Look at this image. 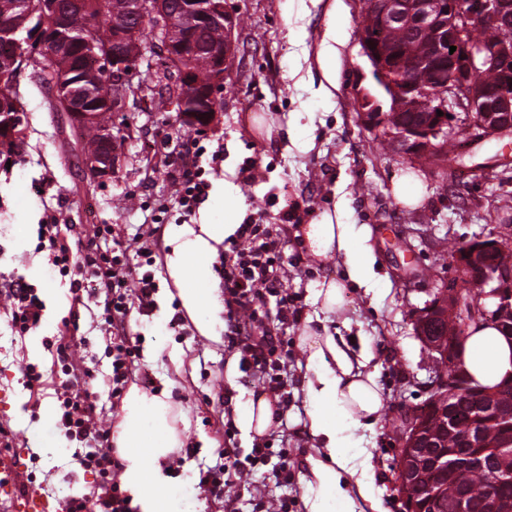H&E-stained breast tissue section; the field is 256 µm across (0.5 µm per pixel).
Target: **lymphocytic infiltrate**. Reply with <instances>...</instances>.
Returning a JSON list of instances; mask_svg holds the SVG:
<instances>
[{"label":"lymphocytic infiltrate","instance_id":"f902f5d3","mask_svg":"<svg viewBox=\"0 0 512 512\" xmlns=\"http://www.w3.org/2000/svg\"><path fill=\"white\" fill-rule=\"evenodd\" d=\"M193 160H180L171 173L179 185L175 200L184 214L195 213L210 185L208 172L199 165L204 153L199 140L184 145ZM160 222L141 224L135 240L137 250H130L122 241L113 240L110 225L95 226L80 252H73L61 225L42 227L48 242L51 263L60 275L69 277L70 291L80 294L91 286L93 294L103 300L104 322L113 337L109 380L113 397H120L132 377L138 346L126 332V319L131 311L149 314L155 307L159 285L149 267L159 251ZM282 243L269 227L243 224L224 241V260L220 274L224 280V340L229 353L238 355L239 368L245 378L257 382L276 399V421H283L288 411V359L284 357L285 339L265 327L263 319L267 304H274L281 324L299 321L301 308L281 280ZM144 259L147 272H137L129 262L130 255ZM9 294L15 309L12 322L18 333L37 328L43 318V305L33 289L22 281L12 283ZM59 427L69 439L79 442L81 451L74 460L80 468L95 472L101 479V492L96 499L98 512H129L128 500L122 497L115 480L116 464L112 456L110 432L93 426L96 409L88 393H63ZM215 466L203 472L201 489L223 498L224 512H243L244 502L236 488L244 478L263 473L265 478L286 484L292 478L289 451L272 448L265 442L254 443L249 453L239 448L217 451Z\"/></svg>","mask_w":512,"mask_h":512}]
</instances>
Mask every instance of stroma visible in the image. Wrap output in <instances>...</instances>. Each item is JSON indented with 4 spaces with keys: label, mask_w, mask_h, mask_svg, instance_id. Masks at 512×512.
<instances>
[{
    "label": "stroma",
    "mask_w": 512,
    "mask_h": 512,
    "mask_svg": "<svg viewBox=\"0 0 512 512\" xmlns=\"http://www.w3.org/2000/svg\"><path fill=\"white\" fill-rule=\"evenodd\" d=\"M227 2L242 24L232 71L224 82V106L207 131L205 146L211 152L224 150L223 165L231 174L212 179L202 206L213 223H223L222 184L228 180L237 186L246 204L244 223L270 226L282 239L288 290L298 295L306 315L313 313L312 293L333 263L309 256L294 235L297 226L344 195L352 201L344 223L372 229L377 281L368 291L347 289L329 326L354 345H370L377 355V381L384 395L380 420L374 430H357L362 445L350 454L355 463H370L376 494L387 512H402L395 487L398 442L393 423L429 395L431 358L415 332L416 310L431 300L437 281L456 276L449 240L512 234V210L502 209L504 200H512V178L490 182L479 171L494 148H475L470 170L422 167L382 148L361 125L354 85L360 81L369 86L373 79L358 43L359 0H342V13L333 18L327 0L301 18L296 15L299 0ZM331 23L342 30L345 44L336 59L335 97L328 103L316 92L320 73L315 53ZM20 91L29 124L23 163L0 167V283L25 281L44 296L45 309L40 327L20 337L9 326L8 299L0 296V425L14 432L11 450L0 448V460L20 459L25 480L49 501L92 499L99 477L72 463L76 442L64 436L56 419H41L39 409L57 403L56 391L66 380L56 355V341L63 336L75 356L86 359L80 384L95 402L100 424L115 425L122 411L106 385L110 338L93 327L91 309L74 305L70 282L53 271L48 251L38 250V227L52 218L83 233L90 225L108 224L117 239L131 243L155 206L173 199L167 156L195 132L182 127L174 113H155L145 131L123 143L118 176L97 186L73 151L68 126L48 111L45 94L28 74L20 76ZM291 112L301 113L302 119L295 131L298 145L289 150L282 148L279 133L253 122L254 116L265 114L279 124ZM401 173L414 174L421 183L416 205L403 206L394 195V177ZM155 277L160 289L152 314L134 311L129 317L128 332L140 339L141 374L133 382L139 385L148 377L155 389L169 391L181 439L193 449L191 456L172 462L167 495L181 512H222L199 488L200 474L218 460L224 415L243 409L262 389L227 378L228 351L223 343L200 336L193 323L170 328L177 291L166 266H159ZM265 323L288 338L292 397L287 434L274 425L264 438L270 447L289 449L294 468L291 484L257 477L251 492L269 502L289 499L292 512H304L301 477L310 448L301 424L306 404L299 393L305 372L303 326L280 327L272 315ZM25 364L42 373V386L26 387L20 371ZM228 389L234 392L229 401L224 398Z\"/></svg>",
    "instance_id": "stroma-1"
}]
</instances>
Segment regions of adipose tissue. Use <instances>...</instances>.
<instances>
[{
  "mask_svg": "<svg viewBox=\"0 0 512 512\" xmlns=\"http://www.w3.org/2000/svg\"><path fill=\"white\" fill-rule=\"evenodd\" d=\"M347 200L319 212L310 223L299 225L308 252L315 258L332 259L340 274L325 276L312 294L317 315L307 316L300 342L306 354L301 383L307 405L303 429L313 455L307 456L306 512H333L338 501L345 512H355L357 502L371 512H385L374 493L371 476L358 473L348 456L355 447V429H374L380 418L383 397L376 374L369 365L371 348L352 350L344 336L328 327L327 316L340 309L347 287L373 288L376 258L369 243L368 225L343 223L341 211ZM224 221L202 219L171 229L167 256L169 273L179 290L182 306L201 335L213 334L218 306L209 284L217 246L235 233L246 206L233 182L224 184ZM467 371L481 384H498L512 371V342L496 326L477 328L466 340L461 355ZM122 465L121 480L132 512H178L163 492L170 483V456L182 442L174 425L168 392L150 394L131 387L124 399L123 414L112 434Z\"/></svg>",
  "mask_w": 512,
  "mask_h": 512,
  "instance_id": "obj_1",
  "label": "adipose tissue"
}]
</instances>
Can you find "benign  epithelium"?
<instances>
[{"mask_svg":"<svg viewBox=\"0 0 512 512\" xmlns=\"http://www.w3.org/2000/svg\"><path fill=\"white\" fill-rule=\"evenodd\" d=\"M112 35L101 52H92L95 63L77 82L71 78L70 65L62 49L68 46L69 35L64 22L55 26L56 42L61 49L53 67L45 70L53 96L63 104L64 111L80 125L97 121L106 113L112 116V126L104 131L98 150L83 159L87 177L97 183H106L118 169L120 155L117 131L132 137L141 130L134 123L120 121L129 111V103L141 107L148 103L147 82L141 69L143 61L152 69L164 72L177 65L181 67L177 86L173 87L171 108L184 119L186 103L205 101L207 111H218L217 100L224 80L232 69L235 50V31L240 16L220 0L198 14L202 22L220 19L224 22V44L212 51L215 73L204 88L193 80L189 69L180 59L194 49V37L187 32L174 39L172 19L176 10L174 0H114ZM16 6L26 19L40 14L57 16L61 9L57 0H18ZM148 17L154 21V40L147 46L138 40L139 21ZM512 17V0H363L359 18L358 41L372 70L383 76L398 63L397 55L403 49L390 50L385 46L373 51L368 37L376 30H386L402 24L411 26L416 38L429 43L427 52L399 63L408 69V77L401 85L391 86L395 98L392 107L385 106L370 90L359 86L354 100L360 121L374 131L399 156L411 161L418 157L438 154L440 141L448 139L456 128L469 132L468 147L484 143L512 140V42L498 41L483 45L482 57H476L472 31L478 27L498 26ZM44 27L16 28L18 36L11 42L13 60L33 63L35 49L43 47ZM456 51H450V47ZM443 62L448 70L445 86L437 89L438 103L432 108L418 110L419 94L424 89L414 79L415 73L426 71ZM493 71L501 82L491 86L483 79V71ZM109 78L108 90L98 96L88 87ZM443 115H437V111ZM419 112L418 123L410 125L405 113ZM495 256L493 262L485 254ZM456 278L436 285L433 298L419 311L415 319L417 336L433 353H441L448 368L434 374L431 396L409 413V421L398 432L399 466L397 488L410 512H419L415 500L409 497L423 469H438L448 480V491L456 490L454 475L461 460L455 454L430 457L426 449L434 447L441 437L433 410L442 407L450 393H465L466 372L456 348L462 340L468 320L473 317L495 319L504 331L512 335V239L491 234L476 240L474 247L455 256ZM479 410H490L497 419L512 426V401L491 394L476 401ZM494 483L512 479V441L496 445Z\"/></svg>","mask_w":512,"mask_h":512,"instance_id":"7a95c632","label":"benign epithelium"}]
</instances>
